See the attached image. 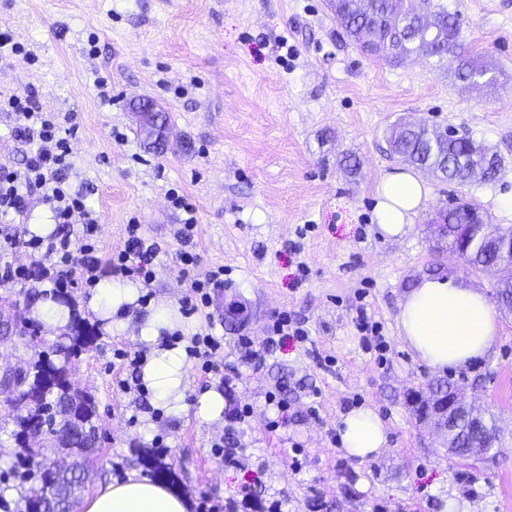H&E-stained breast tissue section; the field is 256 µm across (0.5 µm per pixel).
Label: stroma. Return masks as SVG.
<instances>
[{
    "mask_svg": "<svg viewBox=\"0 0 512 512\" xmlns=\"http://www.w3.org/2000/svg\"><path fill=\"white\" fill-rule=\"evenodd\" d=\"M444 2L462 15L465 45L493 66V85L465 86L422 57L392 66L361 54L328 0H0V32L25 45L0 51V95L36 93L41 111L73 126L69 181L87 191L103 254L122 244L133 219L162 247L154 281L138 289L149 300L131 305L128 329L105 331L88 306L91 289L68 291L101 328L97 348L74 361L78 388L98 403L101 435L79 496L120 470L150 474L153 456L194 507L207 496L233 512H512V313H497L495 352L445 374L495 415L496 459L483 466L449 456L417 420L407 394L435 375L396 328L400 302L423 276L488 294L502 277L432 251L435 208L471 199L490 223L512 225L497 207L512 194V0ZM145 102L170 118L167 150L139 128ZM402 117L455 125L506 167L497 181L463 189L427 178L425 208L406 235L388 239L374 219L375 189L400 165L388 135ZM173 188L197 207L200 259L186 274L174 264L184 215L168 201ZM216 266L223 287L185 314L191 281ZM164 303L173 327L163 339L182 352L185 370L177 413L157 406L152 388L113 356L147 354L138 328ZM284 310L304 321L308 339L248 364ZM363 319L379 323L381 337L359 331ZM210 327L224 338V365L207 374L185 349ZM228 382L252 407L249 421L200 417L198 397ZM277 390L282 414L265 402ZM359 406L374 409L387 433L381 454L365 461L347 455L338 434L341 414ZM15 415L12 395L0 393V500L25 512L40 481L12 473ZM217 442L235 462L215 453Z\"/></svg>",
    "mask_w": 512,
    "mask_h": 512,
    "instance_id": "1",
    "label": "stroma"
}]
</instances>
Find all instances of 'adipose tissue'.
Returning <instances> with one entry per match:
<instances>
[{"mask_svg": "<svg viewBox=\"0 0 512 512\" xmlns=\"http://www.w3.org/2000/svg\"><path fill=\"white\" fill-rule=\"evenodd\" d=\"M430 197L429 187L416 173L397 168L387 172L376 188L375 220L388 237L405 234ZM136 288L105 284L92 295L89 305L102 310L107 327L128 326L121 308L134 303ZM401 341L432 371L465 369L485 358L499 336V322L486 295L453 278L427 276L412 288L399 306L396 318ZM162 322L148 319L139 339L150 349L142 379L156 393L158 405L180 408L183 362L175 350L159 345ZM339 440L346 453L366 458L387 443L384 425L370 408H358L339 420ZM187 499L137 471L124 480H112L85 497L81 512H188Z\"/></svg>", "mask_w": 512, "mask_h": 512, "instance_id": "obj_1", "label": "adipose tissue"}]
</instances>
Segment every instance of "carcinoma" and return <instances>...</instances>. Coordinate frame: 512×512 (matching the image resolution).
I'll list each match as a JSON object with an SVG mask.
<instances>
[{"instance_id":"obj_1","label":"carcinoma","mask_w":512,"mask_h":512,"mask_svg":"<svg viewBox=\"0 0 512 512\" xmlns=\"http://www.w3.org/2000/svg\"><path fill=\"white\" fill-rule=\"evenodd\" d=\"M328 6L347 38L367 56L390 65H400L414 56L439 64L446 61L454 78L468 86L474 85L475 74L490 72L478 58L459 52L460 38L454 32L461 25L460 14L448 10L440 0H329ZM390 148L392 155L415 170L460 187L492 183L505 168L501 154L466 133L448 135L446 126L430 128L397 122L393 124ZM480 211L478 204L460 201L439 210L437 220L445 225L473 224ZM462 259L468 267L480 271L503 260L511 262L512 252H496L485 236L476 235ZM48 298L56 305L54 314L64 320L57 342L38 353L26 368L5 378L15 389L14 407L20 411L15 417V441L27 452L46 494L39 511L26 500V512L72 509L75 492L83 484L84 467L77 462L69 471L57 473L46 452L58 447L82 454L95 448L99 439L93 396L79 400L78 413L67 424L51 414V409L63 412L73 403L67 362L93 348L98 331L96 325L77 314L71 298L34 289L25 294L29 327L23 334L38 336L41 321L33 311ZM455 428L467 440V445L456 451V456L465 460L471 459L469 446L486 448L498 439L494 420L484 414L478 421L463 415Z\"/></svg>"}]
</instances>
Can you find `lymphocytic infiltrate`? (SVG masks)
<instances>
[{
  "label": "lymphocytic infiltrate",
  "mask_w": 512,
  "mask_h": 512,
  "mask_svg": "<svg viewBox=\"0 0 512 512\" xmlns=\"http://www.w3.org/2000/svg\"><path fill=\"white\" fill-rule=\"evenodd\" d=\"M14 116L15 140L36 144L37 149L28 155L23 169L0 166V220L22 214L27 208L33 191H41L43 202L48 205L55 223L60 229L50 241L39 237L27 240L5 234L0 243L5 248L24 247L40 252L42 260L52 269L51 282L54 290L69 288L73 278H80L89 287L96 286L103 275L138 279L150 284L155 276L161 246L144 233L141 224L130 223L127 237L111 256L101 255L96 246L95 234L98 220L86 206V193L73 187L69 181L71 148L68 137L63 136L58 123L47 118L34 103L33 97L10 96L0 100V112ZM172 207L182 210L186 218L177 236L181 248L175 255L180 270L196 265L198 255L193 238L197 226L196 208L185 196L170 192ZM81 214L82 234L71 240L68 227L74 214ZM79 250L80 262H73L72 250Z\"/></svg>",
  "instance_id": "obj_1"
}]
</instances>
